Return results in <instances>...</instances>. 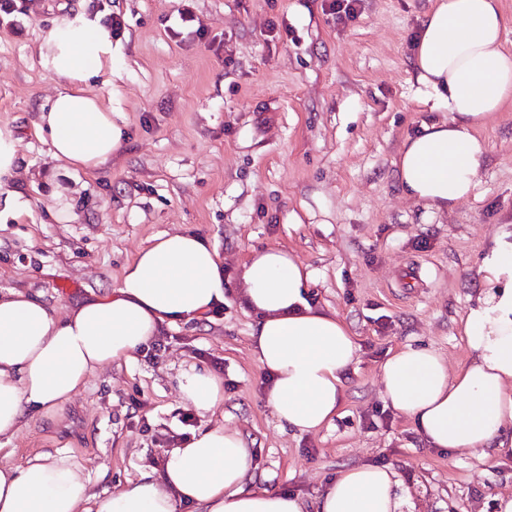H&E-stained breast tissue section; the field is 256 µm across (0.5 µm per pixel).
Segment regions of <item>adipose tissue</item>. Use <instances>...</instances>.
Masks as SVG:
<instances>
[{
    "mask_svg": "<svg viewBox=\"0 0 512 512\" xmlns=\"http://www.w3.org/2000/svg\"><path fill=\"white\" fill-rule=\"evenodd\" d=\"M500 0H437L413 40L423 123L398 154L406 193L445 211L474 195L487 156L479 131L512 102V53L502 48ZM42 67L61 88L40 114L49 156L64 171L93 173L121 147L112 97L89 80L112 75V38L98 20L62 17L40 37ZM242 304L256 316L250 338L275 418L314 432L339 412L343 377L359 346L334 311L313 304L312 271L287 250L253 252L242 266ZM476 278L481 288L461 318L470 357L449 370L441 355L405 346L381 364L383 396L425 442L476 458L512 455V232L498 233ZM225 301L216 249L186 231L163 233L123 270L116 288L67 312L22 291L0 293V439L26 426L28 410L52 417L104 365L132 360L163 326L206 316ZM181 400L199 415L224 402L223 377L190 365ZM255 454L242 434L217 423L167 450L160 468L111 493L89 492V475L66 457L38 454L0 464V512H306L298 494L255 489ZM391 467L359 465L326 483L318 512H402Z\"/></svg>",
    "mask_w": 512,
    "mask_h": 512,
    "instance_id": "obj_1",
    "label": "adipose tissue"
}]
</instances>
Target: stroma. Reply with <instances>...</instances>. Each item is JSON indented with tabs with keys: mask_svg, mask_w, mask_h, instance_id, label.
I'll use <instances>...</instances> for the list:
<instances>
[{
	"mask_svg": "<svg viewBox=\"0 0 512 512\" xmlns=\"http://www.w3.org/2000/svg\"><path fill=\"white\" fill-rule=\"evenodd\" d=\"M93 3L123 20L112 109L124 137L107 166L67 174L37 128L58 83L34 48L57 18ZM434 3L362 0L360 16L340 22L329 0H17L23 34L0 25V124L20 140L10 188L28 208L6 217L0 196V290L73 307L115 288L157 235L189 230L216 248L226 301L162 328L158 349L106 365L56 417L30 412L1 462L66 455L85 467L91 492H109L159 465L173 436L216 419L254 449L255 488L291 489L308 512L328 479L364 463L399 474L403 512H498L512 457L428 447L382 395L389 351L411 345L453 370L467 363L470 271L500 228L512 230V103L484 131L489 159L468 200L440 212L397 177L404 139L437 118L411 56ZM185 4L204 36L181 30ZM60 203L66 216L53 212ZM270 247L312 270L313 300L360 347L338 417L313 433L272 415L250 348L254 318L236 297L242 263ZM203 358L221 362L224 377L211 419L188 416L177 391L180 371Z\"/></svg>",
	"mask_w": 512,
	"mask_h": 512,
	"instance_id": "stroma-1",
	"label": "stroma"
}]
</instances>
